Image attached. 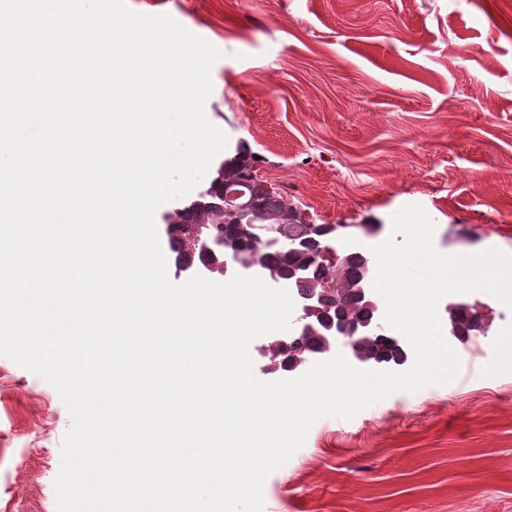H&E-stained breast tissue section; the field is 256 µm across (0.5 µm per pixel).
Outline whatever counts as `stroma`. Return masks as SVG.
Listing matches in <instances>:
<instances>
[{
  "mask_svg": "<svg viewBox=\"0 0 512 512\" xmlns=\"http://www.w3.org/2000/svg\"><path fill=\"white\" fill-rule=\"evenodd\" d=\"M217 47L204 112L316 224L424 208L443 255H512V0H126ZM485 55H477V48ZM449 383L324 418L263 485V512H512V309ZM72 424L0 355V512H57Z\"/></svg>",
  "mask_w": 512,
  "mask_h": 512,
  "instance_id": "stroma-1",
  "label": "stroma"
}]
</instances>
